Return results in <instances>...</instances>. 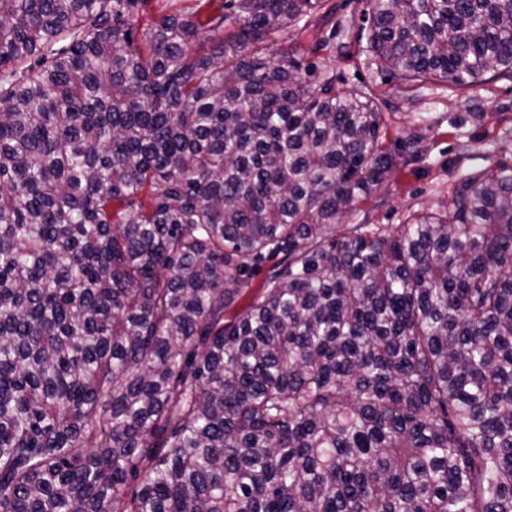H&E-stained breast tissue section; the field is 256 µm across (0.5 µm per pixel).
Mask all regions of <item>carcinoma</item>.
Here are the masks:
<instances>
[{
	"mask_svg": "<svg viewBox=\"0 0 512 512\" xmlns=\"http://www.w3.org/2000/svg\"><path fill=\"white\" fill-rule=\"evenodd\" d=\"M195 2L0 0V512H512V167L344 223L385 112L274 51L336 5ZM368 44L512 77V0H377Z\"/></svg>",
	"mask_w": 512,
	"mask_h": 512,
	"instance_id": "1",
	"label": "carcinoma"
}]
</instances>
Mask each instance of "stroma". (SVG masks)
Wrapping results in <instances>:
<instances>
[{
    "mask_svg": "<svg viewBox=\"0 0 512 512\" xmlns=\"http://www.w3.org/2000/svg\"><path fill=\"white\" fill-rule=\"evenodd\" d=\"M336 12L289 41L317 45L309 55L316 74L369 89L386 112L387 143L400 154L391 184L359 204L350 224H401L413 212L445 207L460 172L497 163L512 166V78L494 76L469 87L443 81L398 86L367 49L373 0H333ZM419 149L407 148L411 135Z\"/></svg>",
    "mask_w": 512,
    "mask_h": 512,
    "instance_id": "stroma-1",
    "label": "stroma"
}]
</instances>
